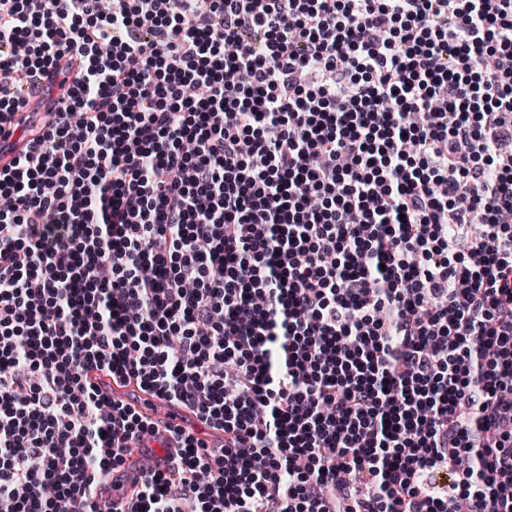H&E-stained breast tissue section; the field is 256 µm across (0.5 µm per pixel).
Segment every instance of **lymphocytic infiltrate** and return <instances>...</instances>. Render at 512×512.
I'll return each mask as SVG.
<instances>
[{"label":"lymphocytic infiltrate","instance_id":"f902f5d3","mask_svg":"<svg viewBox=\"0 0 512 512\" xmlns=\"http://www.w3.org/2000/svg\"><path fill=\"white\" fill-rule=\"evenodd\" d=\"M6 121L0 512H512V0H0ZM140 397L141 398L135 402L137 410L150 418L162 431L165 430L168 424H183V417L191 415L183 407H174L175 409H171L167 401L148 393H141Z\"/></svg>","mask_w":512,"mask_h":512}]
</instances>
